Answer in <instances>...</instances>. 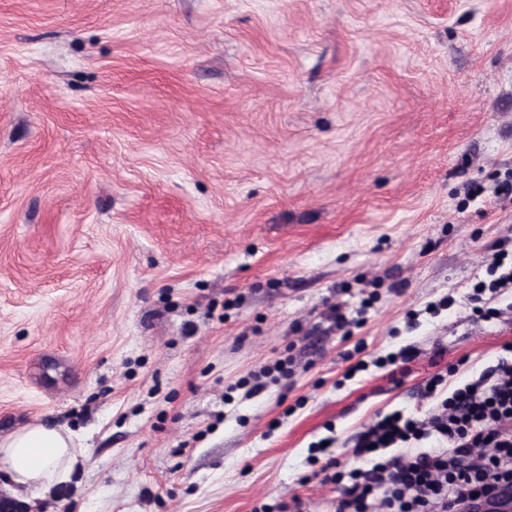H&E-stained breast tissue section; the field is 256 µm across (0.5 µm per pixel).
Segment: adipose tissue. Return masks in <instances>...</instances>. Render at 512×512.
<instances>
[{"label": "adipose tissue", "mask_w": 512, "mask_h": 512, "mask_svg": "<svg viewBox=\"0 0 512 512\" xmlns=\"http://www.w3.org/2000/svg\"><path fill=\"white\" fill-rule=\"evenodd\" d=\"M80 453L72 433L36 421L0 434V475L14 487L43 493L70 481Z\"/></svg>", "instance_id": "1"}]
</instances>
